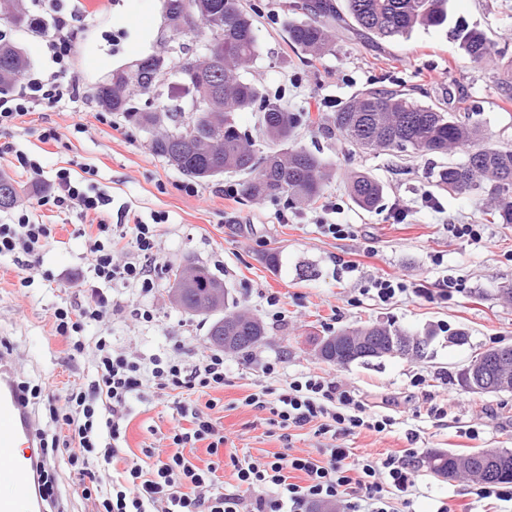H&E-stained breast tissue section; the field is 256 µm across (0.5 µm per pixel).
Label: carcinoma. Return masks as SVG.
I'll use <instances>...</instances> for the list:
<instances>
[{"label":"carcinoma","instance_id":"cac0c4a2","mask_svg":"<svg viewBox=\"0 0 512 512\" xmlns=\"http://www.w3.org/2000/svg\"><path fill=\"white\" fill-rule=\"evenodd\" d=\"M197 13L200 29L207 34H222L224 65L218 76L220 101L212 118L191 115L180 128L181 140L173 138L174 125L183 118L176 107L158 104L151 111L136 112L124 91L143 85L141 74L102 87L96 91L99 105L121 112L151 135L150 150L182 174L199 181H210L228 173H245L242 195L251 200L285 198L296 204H310L324 191L331 176L329 165L319 155L302 147L288 146L293 128L302 115L290 112L276 98L246 76L249 65L258 56V38L251 15L241 0H185ZM293 10L302 19L288 23V44L316 60L330 55L335 48L336 26L351 18L364 32L378 38L410 34L415 28L439 27L448 20L447 0H346L339 9L334 0H296ZM5 12L16 26H28L32 20L22 3L8 0ZM455 37L471 62L492 60L494 43L478 31L458 29ZM28 67V59L15 44L0 40V87L18 80ZM259 112V126L265 137L260 148L235 119L238 112ZM325 134H339L351 146L369 152H408L446 155L456 148L466 149L464 161L433 170L435 187L448 193L484 192L490 197V223L512 224V146L483 144L480 125L454 112L434 105H422L402 89L370 87L356 93L338 112ZM384 188L361 172L350 177V198L364 210L375 209ZM20 195L17 182L0 172V211L12 208ZM196 287L186 291L178 307L190 315L206 314L202 294L224 282L203 265L190 270ZM224 316L213 321L209 336L217 328L231 326L238 340L230 346L236 353L247 352L265 336L263 321L248 312L230 309L229 297L222 304ZM463 460L470 467L490 472L483 483H512V450L499 449L489 459L481 449L466 453L432 451L424 464L430 475L438 477L453 470Z\"/></svg>","mask_w":512,"mask_h":512}]
</instances>
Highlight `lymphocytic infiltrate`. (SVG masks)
Masks as SVG:
<instances>
[{
    "label": "lymphocytic infiltrate",
    "mask_w": 512,
    "mask_h": 512,
    "mask_svg": "<svg viewBox=\"0 0 512 512\" xmlns=\"http://www.w3.org/2000/svg\"><path fill=\"white\" fill-rule=\"evenodd\" d=\"M68 26L64 17L54 16L53 31L46 39L54 69L47 76L28 79L18 94L0 96V126L16 125L36 108L56 107L73 95V86L62 80L70 63ZM111 202V196L91 183L72 180L64 168L57 171L52 191L37 201L41 207L76 209L91 219L82 233L83 256L91 273L82 282L83 298L54 308L50 316L69 357L91 354V367L63 396H48L54 432L42 447L43 456L62 457L79 476L81 496L95 500L96 512H311L316 505L333 501L347 512H394V499L413 486L407 457L378 462L333 443L313 456L277 454L264 462L231 457L235 482L224 491L216 490L218 458L226 439L211 415L216 401L208 397L201 403L194 396L223 388L224 354L204 351L190 363L170 353L145 358L114 350L112 319L124 315L141 323L155 319L146 299L158 286L159 226L167 217L158 214L148 223L137 217L129 224L112 225L105 220ZM52 234L51 225L36 222L32 211L21 205L16 206L11 223L0 224V258H11L21 267L20 287L33 284L30 271ZM116 281L131 286L132 294H111ZM153 385L186 396L179 404L181 421L168 435L173 450L166 454L145 449L149 465L135 462L121 476H113L112 463L125 442L128 405ZM268 394V388H261L245 403L270 409L281 426L292 430L314 424L319 433L338 436L363 429L381 433L392 424L389 417L367 414L354 390L314 374L286 379L277 406H269ZM199 442L205 443L212 457L203 468L184 453ZM290 470L301 472L302 482L289 481Z\"/></svg>",
    "instance_id": "obj_1"
}]
</instances>
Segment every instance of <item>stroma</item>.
Segmentation results:
<instances>
[{"mask_svg": "<svg viewBox=\"0 0 512 512\" xmlns=\"http://www.w3.org/2000/svg\"><path fill=\"white\" fill-rule=\"evenodd\" d=\"M54 1L72 26L68 77L76 91L65 111L40 109L20 126L0 127V147L14 146L41 163L40 186H31L6 159L0 158V171L24 185V199L33 204L50 190L59 169L81 179L91 168L94 183L112 198L110 223H119L124 210L146 221L167 215L159 239L160 286L150 299L156 321L113 320L115 349L143 356L165 350L195 361L210 346L205 318L175 307L167 269L188 262L206 266L223 279L238 307L257 314L266 326L264 339L249 353L232 354L224 387L214 393L223 406L215 419L228 438L225 453L268 460L276 454L312 455L326 444V436L313 429L287 431L273 422L270 411L245 405V398L262 386L280 393V384L261 371L262 362L278 358L289 375L310 373L347 383L371 412L392 418L388 431L364 430L340 442L355 454L379 460L411 451L415 485L396 500L397 512H512V501L491 504L478 498L474 481L442 482L422 465L434 450L512 449V391L479 394L457 381L480 350L512 345V303L501 296L512 286V224L484 222L479 194L451 195L434 186L430 169L463 161L464 150L445 156L359 153L341 137L326 138L318 125L363 88L401 87L414 100L448 112L470 109L487 144L512 146V103H501L496 92L498 75L512 65V0H448L451 25L477 29L496 42L500 54L487 64L466 59L448 27L376 42L340 29L334 52L312 62L288 45L285 20L293 0H242L259 42L252 79L289 111L310 113L312 123L300 124L292 143L319 154L335 170L320 200L301 206L283 198L259 203L240 194L225 198L226 186L241 183L238 174L198 183L197 194H190L187 177L150 151L147 132L121 114L107 122L97 119L92 87L107 72L88 68L90 53L111 55L118 68L151 54L177 61L181 45L199 50L193 33L165 41L162 0H97L89 12L79 11L76 0L23 4L30 17L46 20ZM142 10L151 15L149 25L129 26V17ZM0 39L24 48L27 75L50 69L41 33L0 21ZM78 122L85 124V132L74 131ZM51 127L58 129L60 140L43 142V132ZM353 172L367 173L383 185L377 209L366 212L352 203L347 184ZM44 221L54 225L55 238L43 251L41 266L54 282L48 287L38 279L31 287H19L14 262L0 259V341L13 350L19 380L60 393L80 376L83 363L68 359L48 310L78 290L85 269L84 221L77 211L65 209L46 212ZM327 224H347L352 232L335 237L324 233ZM452 224L482 225L481 240L453 237L448 231ZM273 249L283 255L282 269L264 262ZM352 261L357 269H349ZM381 276L398 278L406 291L387 304L373 300L365 289ZM447 280L454 283L448 290L443 287ZM273 293L279 306L266 301ZM278 310L284 314L279 322L273 317ZM373 323L411 333L432 331L431 357L339 366L318 356L316 337ZM458 329L468 333V344L449 345V332ZM419 374L425 378L420 385L415 382ZM178 417L176 393L153 389L132 399L126 447L114 473L142 459L143 448L158 445ZM47 479L54 497L43 502V512H92V502L74 493L65 467L49 469Z\"/></svg>", "mask_w": 512, "mask_h": 512, "instance_id": "stroma-1", "label": "stroma"}]
</instances>
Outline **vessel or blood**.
<instances>
[{
	"label": "vessel or blood",
	"instance_id": "vessel-or-blood-1",
	"mask_svg": "<svg viewBox=\"0 0 512 512\" xmlns=\"http://www.w3.org/2000/svg\"><path fill=\"white\" fill-rule=\"evenodd\" d=\"M33 417L16 387L13 360L0 353V484L29 486L36 479L29 457L18 449L32 447L36 440Z\"/></svg>",
	"mask_w": 512,
	"mask_h": 512
}]
</instances>
